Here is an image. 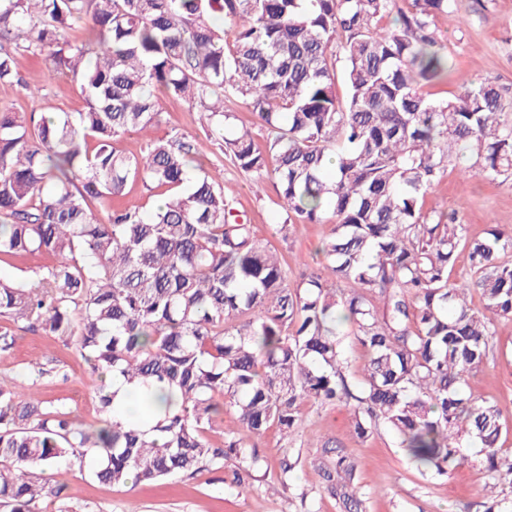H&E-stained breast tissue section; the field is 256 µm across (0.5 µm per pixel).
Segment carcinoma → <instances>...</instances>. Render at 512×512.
<instances>
[{"label":"carcinoma","instance_id":"cac0c4a2","mask_svg":"<svg viewBox=\"0 0 512 512\" xmlns=\"http://www.w3.org/2000/svg\"><path fill=\"white\" fill-rule=\"evenodd\" d=\"M455 0H0V82L21 83L16 53L71 74L84 112L0 108V259L52 257L36 284L0 277V317L74 342L98 381L100 426L34 392L32 363L0 383V507L76 512L47 477L73 467L102 482H154L224 470L241 488L260 462L252 437L288 441L306 401L353 404L360 439L384 425L419 469L444 474L480 445L492 487L485 512H512V457L501 410L462 383L488 357L496 322L512 320V232L470 240L428 193L465 157L467 176L512 178L508 88L466 82L452 97L424 88L448 77L434 18ZM231 22L232 30L220 25ZM83 31L77 42L72 33ZM342 79L346 95L336 94ZM201 109L224 157L276 179L287 238L297 223L332 224L325 272L288 286L275 247L236 213L219 176L192 168L198 148L175 133L144 153L120 140L159 122L158 98ZM244 99L266 131L225 134L224 99ZM274 168H269V164ZM140 180L160 192L151 214L120 199ZM469 278L453 280L459 250ZM478 291L484 310L468 305ZM367 352L358 388L342 327ZM138 389L147 431L117 417L107 376ZM230 414L237 430L224 431ZM320 468L341 512H365L355 463L324 442Z\"/></svg>","mask_w":512,"mask_h":512}]
</instances>
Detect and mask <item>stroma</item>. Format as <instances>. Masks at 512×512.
Listing matches in <instances>:
<instances>
[{
	"label": "stroma",
	"mask_w": 512,
	"mask_h": 512,
	"mask_svg": "<svg viewBox=\"0 0 512 512\" xmlns=\"http://www.w3.org/2000/svg\"><path fill=\"white\" fill-rule=\"evenodd\" d=\"M434 23L453 71L447 82L430 86L432 96L458 93L465 79L512 83V0H456L455 6L438 14ZM17 68L25 83H0V105L19 113L87 109V98L70 76L48 75L40 60L22 51L17 54ZM159 110L160 122L148 135L131 133L122 138L121 146L127 153L140 154L148 139L168 137L174 130L194 137L205 168L223 167L224 194L233 199L241 217L254 225L258 238L276 243L287 265L289 285L299 283L304 274L321 271L317 249L330 234L329 224H295L287 237H280L277 227L284 214L277 204L275 180L266 178L261 188H254L251 174L229 164L209 138L198 108L163 98ZM425 207L454 214L465 224L471 239L486 237L494 227L512 230V180L469 178L457 165L442 174L426 197ZM6 328L13 332L15 343L10 350L0 352V379L13 377L30 360L48 356L51 373L38 387L40 397L66 404L79 425H97L96 385L76 347L0 319V330ZM463 390L473 401L500 407L503 431L499 445L504 455H511L512 320L497 322L487 362L468 376ZM350 412L347 406L303 403V436L290 446L274 428L255 438L262 468L242 488L224 486L221 471L134 486L101 484L74 471L62 477L66 496L81 512H339L335 498L323 488L318 468L322 451L309 444L314 438L336 441L355 461V481L367 496L366 512H480L487 499V477L478 448L468 449L469 461L463 466L443 475L424 474L387 428L359 439L351 427ZM288 449L298 455L299 463L284 481L279 461Z\"/></svg>",
	"instance_id": "obj_1"
}]
</instances>
